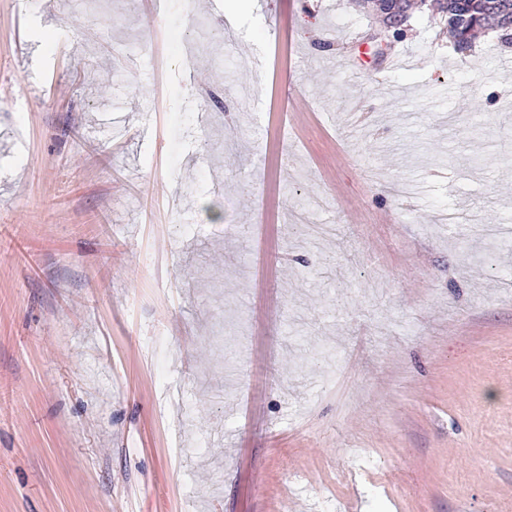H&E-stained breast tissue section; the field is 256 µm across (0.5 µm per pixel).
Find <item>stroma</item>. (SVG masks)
<instances>
[{
	"label": "stroma",
	"mask_w": 512,
	"mask_h": 512,
	"mask_svg": "<svg viewBox=\"0 0 512 512\" xmlns=\"http://www.w3.org/2000/svg\"><path fill=\"white\" fill-rule=\"evenodd\" d=\"M228 2L0 0V512H512V50Z\"/></svg>",
	"instance_id": "1"
}]
</instances>
